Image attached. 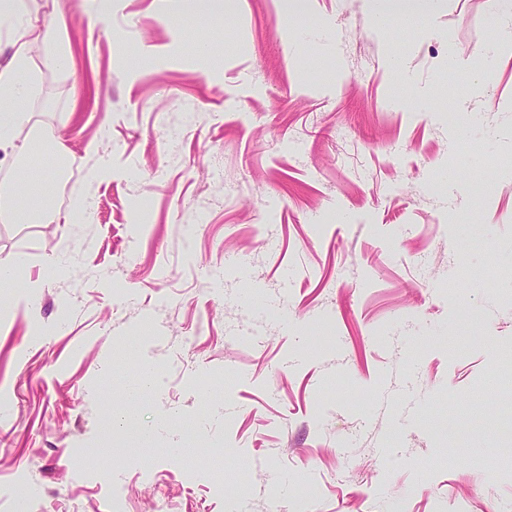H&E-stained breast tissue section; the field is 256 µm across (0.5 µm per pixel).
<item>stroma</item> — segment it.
Masks as SVG:
<instances>
[{
	"instance_id": "35a3bbf8",
	"label": "stroma",
	"mask_w": 512,
	"mask_h": 512,
	"mask_svg": "<svg viewBox=\"0 0 512 512\" xmlns=\"http://www.w3.org/2000/svg\"><path fill=\"white\" fill-rule=\"evenodd\" d=\"M186 2L92 24L88 0H24L70 63L35 45L0 184L47 132L91 218L59 199L53 223L0 221V263L37 295L0 287V512L29 484L44 512H107L112 485L126 512H512V468L482 464L512 454V50L484 62L487 0H439L412 35L363 0H223L192 23ZM140 331L159 432L106 448ZM187 425L220 466L187 468Z\"/></svg>"
}]
</instances>
